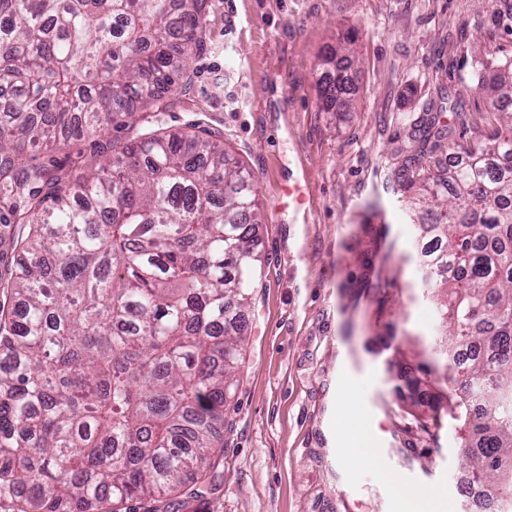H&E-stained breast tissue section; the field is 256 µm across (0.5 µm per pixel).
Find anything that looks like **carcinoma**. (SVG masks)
Here are the masks:
<instances>
[{
    "mask_svg": "<svg viewBox=\"0 0 512 512\" xmlns=\"http://www.w3.org/2000/svg\"><path fill=\"white\" fill-rule=\"evenodd\" d=\"M207 0H0V188L24 204L25 236L0 277V512H121L157 494L217 490L220 431L263 259L248 173L203 123L161 121L100 156L70 191L41 195L50 170L20 172L73 130L98 135L187 71ZM471 90L502 127L464 146L420 122L422 146L454 162L395 172L440 243L422 296L440 320L426 343L451 372L433 425L461 423L462 474L483 512H512V58L476 52ZM322 94L348 107V79Z\"/></svg>",
    "mask_w": 512,
    "mask_h": 512,
    "instance_id": "cac0c4a2",
    "label": "carcinoma"
}]
</instances>
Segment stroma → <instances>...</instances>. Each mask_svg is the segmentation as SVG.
Returning <instances> with one entry per match:
<instances>
[{"instance_id": "1", "label": "stroma", "mask_w": 512, "mask_h": 512, "mask_svg": "<svg viewBox=\"0 0 512 512\" xmlns=\"http://www.w3.org/2000/svg\"><path fill=\"white\" fill-rule=\"evenodd\" d=\"M503 0H209L199 46L165 126L201 121L224 136L250 173L263 221V275L244 312L245 346L224 424V486L180 496L177 512H395L387 472L418 499L462 512L460 428L437 441L432 413L398 391L417 370L414 339L433 336L417 296L416 230L394 173L419 152L411 133L444 95L467 111L462 142L483 139L495 104L473 93L474 50L512 57L492 27ZM347 65L350 108L327 111L323 72ZM135 127L27 153V166L85 173L99 146L122 148ZM356 409L377 451L373 465L339 455Z\"/></svg>"}]
</instances>
